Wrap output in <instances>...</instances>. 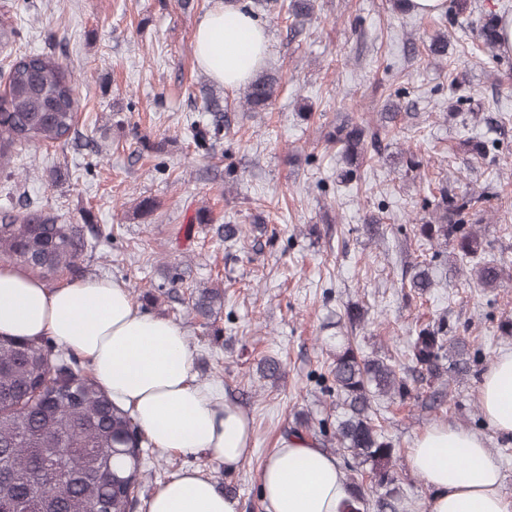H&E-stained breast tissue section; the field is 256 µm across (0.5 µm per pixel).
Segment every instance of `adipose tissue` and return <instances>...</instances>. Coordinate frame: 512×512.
Listing matches in <instances>:
<instances>
[{
  "label": "adipose tissue",
  "mask_w": 512,
  "mask_h": 512,
  "mask_svg": "<svg viewBox=\"0 0 512 512\" xmlns=\"http://www.w3.org/2000/svg\"><path fill=\"white\" fill-rule=\"evenodd\" d=\"M267 31L239 0L200 20L194 53L225 89L250 80L264 62ZM0 334L52 337L87 358L97 383L130 408L155 448L240 465L250 451L246 415L220 385L198 382L182 327L140 310L123 283L89 277L59 287L0 269ZM489 427L512 439V352L491 363L478 389ZM408 465L430 492V512H512L502 474L484 438L453 424L428 428ZM262 512H339L350 486L336 458L301 434L280 438L257 474ZM148 512H237V502L195 468L153 494Z\"/></svg>",
  "instance_id": "adipose-tissue-1"
}]
</instances>
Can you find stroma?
<instances>
[{
  "label": "stroma",
  "instance_id": "stroma-1",
  "mask_svg": "<svg viewBox=\"0 0 512 512\" xmlns=\"http://www.w3.org/2000/svg\"><path fill=\"white\" fill-rule=\"evenodd\" d=\"M193 2L186 10L182 0H0L13 53L54 54L77 80L75 135L24 152L29 194L60 221L82 224L89 275L123 282L132 297L164 284L166 268L181 271L179 299L146 310L185 329L197 379L220 384L249 419L250 454L230 473L202 455L149 449L137 512L188 467L216 486L234 484L239 512H260L257 472L296 414L336 423V399L319 378L352 303L368 311L355 330L365 353L405 361L415 327L440 317L449 335L476 339L485 353L451 384L442 413L413 398L380 408L405 512H429L407 455L439 423L485 437L512 500V440L488 427L477 402L492 358L512 352V337L498 331L512 316V284L468 286L452 271L454 248L417 230L441 188L484 193L479 231L512 267V52L491 53L477 34L487 13L512 17V0H474L463 16L399 15L389 0H315L297 35L286 12H259L269 34L264 69L278 79L272 106L259 112L244 111L238 92L199 66L194 37L215 0ZM442 32L444 59L428 50ZM204 87L227 104L231 125L201 149L187 125L210 119ZM344 121L386 130L350 178L327 140ZM476 141L497 149L474 156ZM408 154L418 168H405ZM146 197L156 203L148 214L138 208ZM201 208L210 221L193 224ZM227 221L241 228L236 243L216 233ZM423 263L436 285L418 294L409 279ZM211 283L224 303L209 327L187 300ZM269 356L284 370L273 383L257 372Z\"/></svg>",
  "mask_w": 512,
  "mask_h": 512
}]
</instances>
